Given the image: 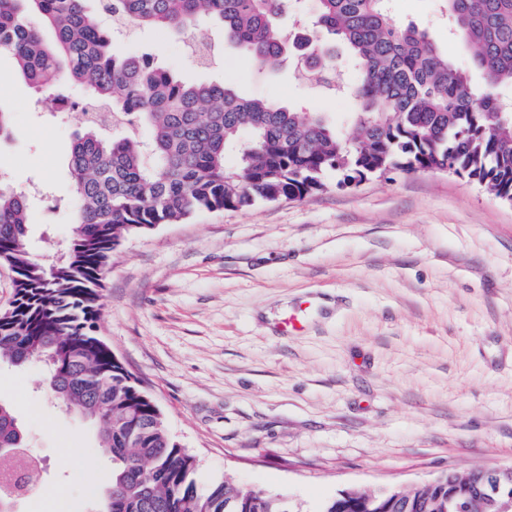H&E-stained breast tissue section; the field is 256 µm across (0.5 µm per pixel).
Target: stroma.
Listing matches in <instances>:
<instances>
[{
	"label": "stroma",
	"mask_w": 512,
	"mask_h": 512,
	"mask_svg": "<svg viewBox=\"0 0 512 512\" xmlns=\"http://www.w3.org/2000/svg\"><path fill=\"white\" fill-rule=\"evenodd\" d=\"M451 61L439 0H391ZM184 39L120 36L190 83L316 113L342 131L356 109L290 67L257 74L237 50L197 67ZM0 55V185L33 190L30 242L54 255L73 234L68 155L74 118L49 114ZM98 334L196 456L199 491L228 480L318 512L336 494L425 484L448 472L512 466V204L445 172L391 171L346 188L202 212L126 238L101 290ZM305 331L276 324L309 301ZM40 364L0 365L12 407L44 461L35 495L56 512H96L112 463L94 425L52 401ZM80 453L66 455L69 444Z\"/></svg>",
	"instance_id": "35a3bbf8"
}]
</instances>
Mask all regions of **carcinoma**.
I'll list each match as a JSON object with an SVG mask.
<instances>
[{
  "instance_id": "carcinoma-1",
  "label": "carcinoma",
  "mask_w": 512,
  "mask_h": 512,
  "mask_svg": "<svg viewBox=\"0 0 512 512\" xmlns=\"http://www.w3.org/2000/svg\"><path fill=\"white\" fill-rule=\"evenodd\" d=\"M448 36L464 41L486 80L440 50L427 30L400 24L388 0H315L314 26L347 50L358 108L344 139L323 117L245 97L223 82L188 83L151 53L112 44L101 16L135 28L186 35L208 21L220 44L241 50L257 73L289 55L290 0H0V54L53 112L74 80L88 96L74 106L81 131L68 166L74 231L63 253L36 259L29 247L30 196L0 186V261L16 274V296L0 313V363L46 362L51 397L97 426L112 459L101 512H292L285 498L223 481L198 492L197 459L168 433L153 399L98 336L99 288L128 236L202 211L240 209L322 191L325 178L351 186L392 170L448 171L512 203V104L492 89L512 87V0H442ZM37 15L41 24L32 22ZM312 77L336 94L332 56L313 57ZM0 463L29 454L25 431L0 403ZM480 471L451 472L433 486L379 491L371 512L442 510L456 491H474Z\"/></svg>"
}]
</instances>
